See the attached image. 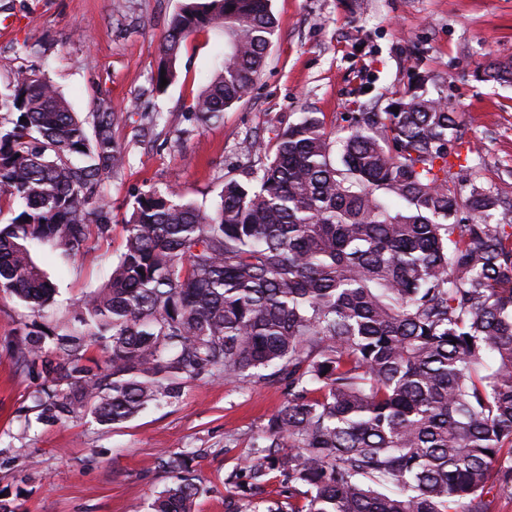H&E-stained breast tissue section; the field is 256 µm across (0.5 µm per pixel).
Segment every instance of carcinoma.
Listing matches in <instances>:
<instances>
[{"instance_id": "obj_1", "label": "carcinoma", "mask_w": 512, "mask_h": 512, "mask_svg": "<svg viewBox=\"0 0 512 512\" xmlns=\"http://www.w3.org/2000/svg\"><path fill=\"white\" fill-rule=\"evenodd\" d=\"M209 28L224 60L194 99L201 124L249 94L276 20L269 0H185L155 86ZM483 74L511 81L512 60ZM428 81L417 73L397 114L347 113L342 136L304 112L273 144L245 141L257 164L224 178L213 208L139 193L108 282L51 327L55 288L31 248L89 256L109 238L103 187L126 155L105 100L82 118L16 71L0 90V194L18 204L0 224V293L31 311L11 344L39 380L25 424H120L190 380L275 377L288 403L253 444L243 493L277 471L305 487L291 512H488L490 480L512 490V204L450 185L469 157ZM164 464L175 481L153 512H193L185 456Z\"/></svg>"}]
</instances>
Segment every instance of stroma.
Segmentation results:
<instances>
[{"label":"stroma","mask_w":512,"mask_h":512,"mask_svg":"<svg viewBox=\"0 0 512 512\" xmlns=\"http://www.w3.org/2000/svg\"><path fill=\"white\" fill-rule=\"evenodd\" d=\"M183 0H0V87L20 69L49 77L73 111H95L99 100L118 112L113 128L125 149L124 168L105 182L117 217L95 260L47 247L34 258L57 288L44 318L67 320L70 305L104 284L123 249L121 217L138 191L175 186L180 197L211 205L225 177L240 174L243 140H274L301 113L321 112L327 129L353 111L354 101L384 111L421 64L464 122V138L480 155L454 170L458 191L472 185L512 201V85L485 81L494 59L512 58V0H271L277 33L267 63L244 101L220 122L190 115L195 97L224 53L214 30L189 35L176 60V81H151L171 15ZM30 312L0 294V501L12 512H151L173 482L162 466L175 453L189 458L201 488L195 512H286L304 502L279 472L252 495L246 464L252 442L272 413L286 405L284 383L186 384L179 401L152 407L114 426L74 419L25 426L36 379L22 373L9 349Z\"/></svg>","instance_id":"1"}]
</instances>
